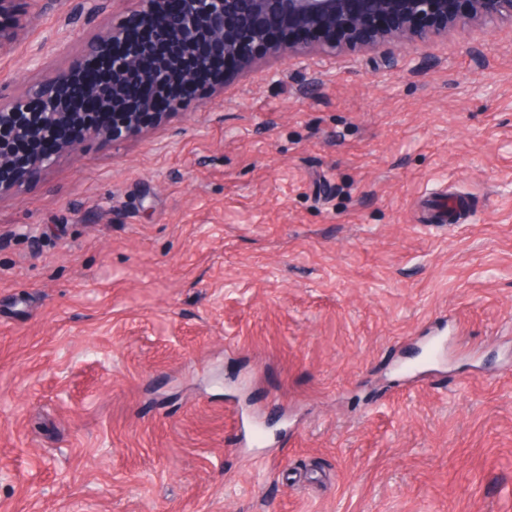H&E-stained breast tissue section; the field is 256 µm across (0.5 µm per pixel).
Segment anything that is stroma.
Listing matches in <instances>:
<instances>
[{"label": "stroma", "instance_id": "obj_1", "mask_svg": "<svg viewBox=\"0 0 512 512\" xmlns=\"http://www.w3.org/2000/svg\"><path fill=\"white\" fill-rule=\"evenodd\" d=\"M90 2L0 94L137 7ZM397 57L257 50L0 198V512H512V28Z\"/></svg>", "mask_w": 512, "mask_h": 512}]
</instances>
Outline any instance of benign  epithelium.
<instances>
[{
	"instance_id": "1",
	"label": "benign epithelium",
	"mask_w": 512,
	"mask_h": 512,
	"mask_svg": "<svg viewBox=\"0 0 512 512\" xmlns=\"http://www.w3.org/2000/svg\"><path fill=\"white\" fill-rule=\"evenodd\" d=\"M48 0H0V52L18 35L19 17H38ZM131 25L111 26L83 42L68 69L0 95V197L52 169L77 141L69 124L98 112L86 136L120 141L139 131L148 110L162 122L186 99L169 89L191 86L218 67L244 69L253 56L244 42L277 54H334L347 45L386 42L413 48L434 34L472 22H512V0H139ZM6 140L32 148L15 162Z\"/></svg>"
}]
</instances>
